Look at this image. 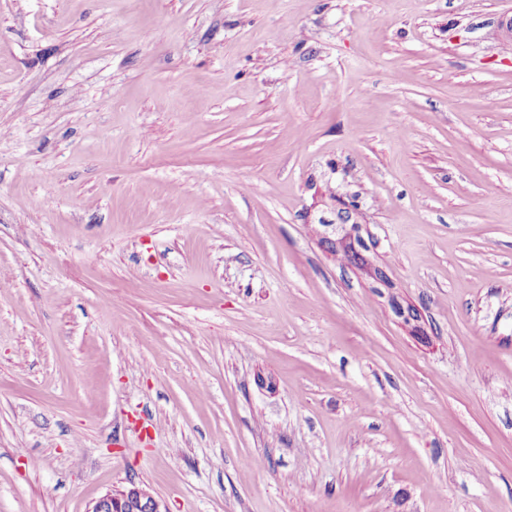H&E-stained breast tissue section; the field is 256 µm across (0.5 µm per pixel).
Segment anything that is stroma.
Listing matches in <instances>:
<instances>
[{"label":"stroma","instance_id":"35a3bbf8","mask_svg":"<svg viewBox=\"0 0 512 512\" xmlns=\"http://www.w3.org/2000/svg\"><path fill=\"white\" fill-rule=\"evenodd\" d=\"M509 42L512 0H0V512H512ZM355 224H321L322 230L318 232L319 240L327 252L331 253L333 247L352 246L359 243ZM88 512H168V510L146 487L131 481L124 489L105 493Z\"/></svg>","mask_w":512,"mask_h":512}]
</instances>
